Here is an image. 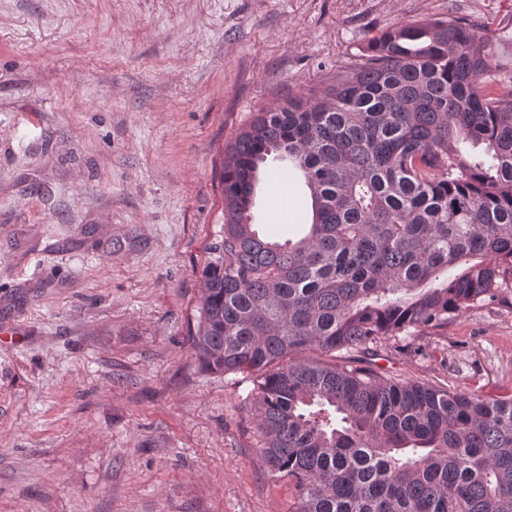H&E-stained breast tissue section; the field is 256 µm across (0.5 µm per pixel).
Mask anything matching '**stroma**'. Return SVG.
Masks as SVG:
<instances>
[{
	"mask_svg": "<svg viewBox=\"0 0 512 512\" xmlns=\"http://www.w3.org/2000/svg\"><path fill=\"white\" fill-rule=\"evenodd\" d=\"M456 16L512 71V0H0V512H289L243 375L190 349L224 234V148L374 36ZM265 167L261 235L311 221ZM377 359L401 379L512 392V309L461 311Z\"/></svg>",
	"mask_w": 512,
	"mask_h": 512,
	"instance_id": "stroma-1",
	"label": "stroma"
}]
</instances>
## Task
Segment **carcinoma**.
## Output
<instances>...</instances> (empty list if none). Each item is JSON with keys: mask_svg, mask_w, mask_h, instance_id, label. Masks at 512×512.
Returning <instances> with one entry per match:
<instances>
[{"mask_svg": "<svg viewBox=\"0 0 512 512\" xmlns=\"http://www.w3.org/2000/svg\"><path fill=\"white\" fill-rule=\"evenodd\" d=\"M490 40L466 19L402 21L323 89L253 113L224 150V236L190 347L202 369L252 379L259 452L292 512H512V395L363 358L505 302L512 77L493 72ZM270 158L309 191L296 240L253 223Z\"/></svg>", "mask_w": 512, "mask_h": 512, "instance_id": "1", "label": "carcinoma"}]
</instances>
